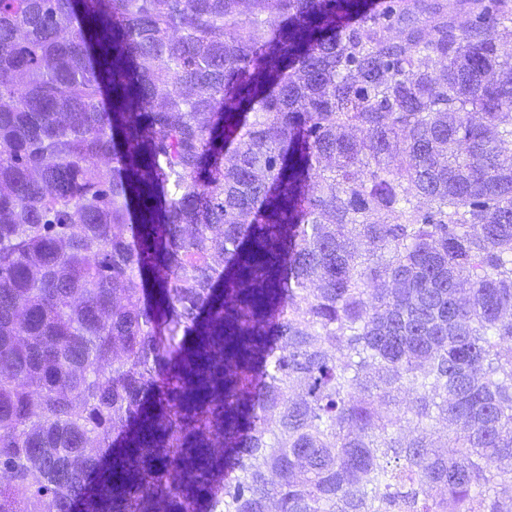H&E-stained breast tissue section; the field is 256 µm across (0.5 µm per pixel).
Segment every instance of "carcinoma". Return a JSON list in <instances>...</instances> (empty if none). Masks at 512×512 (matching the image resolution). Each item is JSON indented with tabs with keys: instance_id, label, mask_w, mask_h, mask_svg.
Returning a JSON list of instances; mask_svg holds the SVG:
<instances>
[{
	"instance_id": "1",
	"label": "carcinoma",
	"mask_w": 512,
	"mask_h": 512,
	"mask_svg": "<svg viewBox=\"0 0 512 512\" xmlns=\"http://www.w3.org/2000/svg\"><path fill=\"white\" fill-rule=\"evenodd\" d=\"M239 5L0 0V512H72L89 442L180 399L161 326L204 312L240 350L115 512H196L163 453L219 419L209 512H512V0L463 26L440 0L343 28L336 0Z\"/></svg>"
}]
</instances>
